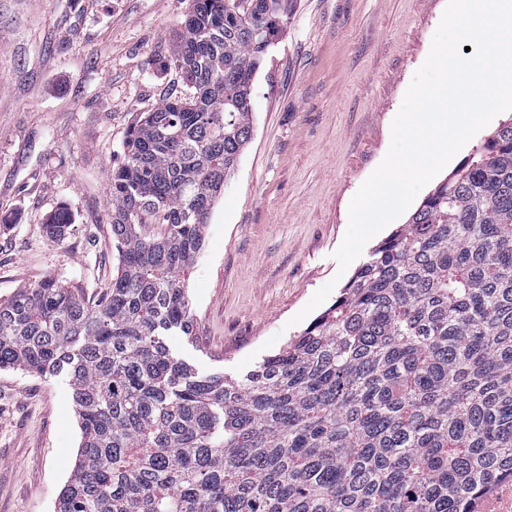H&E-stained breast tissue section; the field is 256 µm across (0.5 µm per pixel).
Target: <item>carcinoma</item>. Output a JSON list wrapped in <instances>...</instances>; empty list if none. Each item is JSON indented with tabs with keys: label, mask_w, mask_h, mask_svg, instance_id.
Listing matches in <instances>:
<instances>
[{
	"label": "carcinoma",
	"mask_w": 512,
	"mask_h": 512,
	"mask_svg": "<svg viewBox=\"0 0 512 512\" xmlns=\"http://www.w3.org/2000/svg\"><path fill=\"white\" fill-rule=\"evenodd\" d=\"M293 2L191 0L158 62L188 91L138 113L109 176L106 291L0 300V369L66 377L80 419L55 512H477L512 480V116L279 353L235 379L170 344Z\"/></svg>",
	"instance_id": "1"
}]
</instances>
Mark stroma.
I'll return each instance as SVG.
<instances>
[{
	"mask_svg": "<svg viewBox=\"0 0 512 512\" xmlns=\"http://www.w3.org/2000/svg\"><path fill=\"white\" fill-rule=\"evenodd\" d=\"M447 0H294L253 85L252 139L184 275L199 371L237 376L299 334L351 198L386 155ZM190 0H0V299L47 277L98 298L117 268L107 175L137 113L183 91ZM73 224L50 240L48 216ZM81 441L64 378L0 371V512H54ZM72 224V214L67 208L60 207L51 213L44 224V231L51 240L63 238Z\"/></svg>",
	"mask_w": 512,
	"mask_h": 512,
	"instance_id": "stroma-1",
	"label": "stroma"
}]
</instances>
